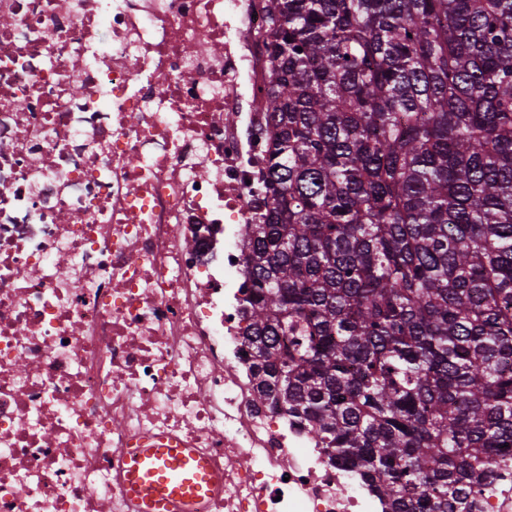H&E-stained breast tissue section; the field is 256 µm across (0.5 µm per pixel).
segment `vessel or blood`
I'll use <instances>...</instances> for the list:
<instances>
[{
	"label": "vessel or blood",
	"instance_id": "b4317fda",
	"mask_svg": "<svg viewBox=\"0 0 512 512\" xmlns=\"http://www.w3.org/2000/svg\"><path fill=\"white\" fill-rule=\"evenodd\" d=\"M213 476L189 448H141L129 459L127 486L141 512H164L180 501L183 512H195Z\"/></svg>",
	"mask_w": 512,
	"mask_h": 512
}]
</instances>
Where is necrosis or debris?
Segmentation results:
<instances>
[{
	"instance_id": "obj_1",
	"label": "necrosis or debris",
	"mask_w": 512,
	"mask_h": 512,
	"mask_svg": "<svg viewBox=\"0 0 512 512\" xmlns=\"http://www.w3.org/2000/svg\"><path fill=\"white\" fill-rule=\"evenodd\" d=\"M262 0H0V512H136L190 448L200 512H383L257 402L245 225L270 203ZM128 462L127 486L141 512H168L173 500L182 503V511L194 512L213 483L190 448H139Z\"/></svg>"
}]
</instances>
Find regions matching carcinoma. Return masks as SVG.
<instances>
[{
    "label": "carcinoma",
    "mask_w": 512,
    "mask_h": 512,
    "mask_svg": "<svg viewBox=\"0 0 512 512\" xmlns=\"http://www.w3.org/2000/svg\"><path fill=\"white\" fill-rule=\"evenodd\" d=\"M255 392L383 512H476L512 466V0H266Z\"/></svg>",
    "instance_id": "carcinoma-1"
}]
</instances>
